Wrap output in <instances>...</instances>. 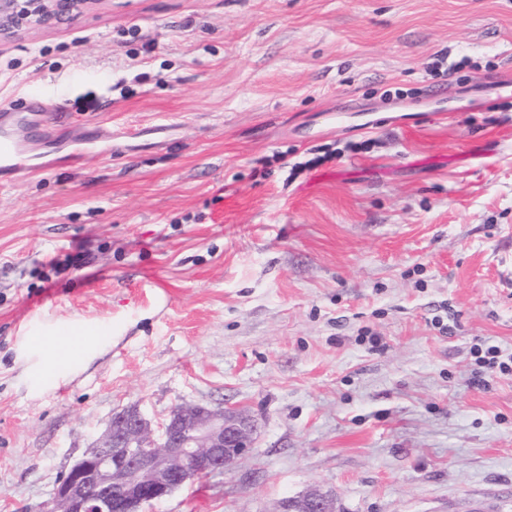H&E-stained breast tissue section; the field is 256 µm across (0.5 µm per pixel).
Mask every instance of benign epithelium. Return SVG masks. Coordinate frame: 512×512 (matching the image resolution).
Wrapping results in <instances>:
<instances>
[{
    "label": "benign epithelium",
    "instance_id": "7a95c632",
    "mask_svg": "<svg viewBox=\"0 0 512 512\" xmlns=\"http://www.w3.org/2000/svg\"><path fill=\"white\" fill-rule=\"evenodd\" d=\"M99 0H0V41L22 24L43 27ZM258 421L235 407L184 403L158 422L133 403L57 482L50 512H143L201 476L231 470L254 448ZM274 512H336L318 488L280 501Z\"/></svg>",
    "mask_w": 512,
    "mask_h": 512
}]
</instances>
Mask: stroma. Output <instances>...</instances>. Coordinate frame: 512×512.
<instances>
[{
  "instance_id": "1",
  "label": "stroma",
  "mask_w": 512,
  "mask_h": 512,
  "mask_svg": "<svg viewBox=\"0 0 512 512\" xmlns=\"http://www.w3.org/2000/svg\"><path fill=\"white\" fill-rule=\"evenodd\" d=\"M60 87L0 187V512L135 402L259 423L145 512H512V0H100L0 42V103ZM46 315L112 343L34 399ZM274 512H336L334 500L319 488L280 501Z\"/></svg>"
}]
</instances>
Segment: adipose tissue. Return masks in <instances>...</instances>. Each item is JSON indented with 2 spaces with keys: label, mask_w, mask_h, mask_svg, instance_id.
Here are the masks:
<instances>
[{
  "label": "adipose tissue",
  "mask_w": 512,
  "mask_h": 512,
  "mask_svg": "<svg viewBox=\"0 0 512 512\" xmlns=\"http://www.w3.org/2000/svg\"><path fill=\"white\" fill-rule=\"evenodd\" d=\"M112 338L108 324L36 320L20 341L16 362L30 394L58 388L83 372Z\"/></svg>",
  "instance_id": "obj_1"
}]
</instances>
